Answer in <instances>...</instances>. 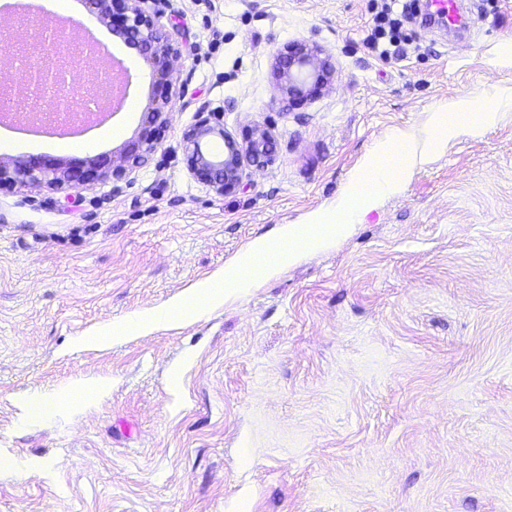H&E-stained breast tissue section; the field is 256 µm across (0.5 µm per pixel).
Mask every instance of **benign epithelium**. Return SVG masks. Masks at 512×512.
<instances>
[{
    "label": "benign epithelium",
    "instance_id": "7a95c632",
    "mask_svg": "<svg viewBox=\"0 0 512 512\" xmlns=\"http://www.w3.org/2000/svg\"><path fill=\"white\" fill-rule=\"evenodd\" d=\"M87 12L108 26L112 34L135 46L150 68L154 84L164 93L148 99L136 136L126 141L115 158L86 156L48 158L0 155V191L44 188L69 191L87 185L130 184L135 172L160 147L172 109L174 74L182 57L185 33L162 30L150 0H84ZM37 61L24 74L22 88L33 103L52 92L57 94L54 115L70 114L69 93L74 85L64 81L70 65V49L57 32L44 29L34 45ZM278 91L292 101H301L328 89L335 70L330 56L314 42L296 41L284 46L277 58ZM188 170L199 183L218 195H229L243 187L246 169L264 167L274 159L273 127L255 123L233 133L224 127L221 112L206 105L196 111V121L182 136Z\"/></svg>",
    "mask_w": 512,
    "mask_h": 512
}]
</instances>
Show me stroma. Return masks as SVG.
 <instances>
[{
    "instance_id": "obj_1",
    "label": "stroma",
    "mask_w": 512,
    "mask_h": 512,
    "mask_svg": "<svg viewBox=\"0 0 512 512\" xmlns=\"http://www.w3.org/2000/svg\"><path fill=\"white\" fill-rule=\"evenodd\" d=\"M190 43L161 147L121 191L0 193V512H512V0H472L462 37L404 20L402 59L363 40L375 0H157ZM138 111L79 156H112ZM311 40L328 91L292 102L275 59ZM460 95L497 119L425 151L334 247L202 318L98 350L74 339L174 301L255 238L334 206L395 131L424 147ZM270 124L275 157L225 196L187 169L202 104ZM109 394L23 419L79 378Z\"/></svg>"
}]
</instances>
